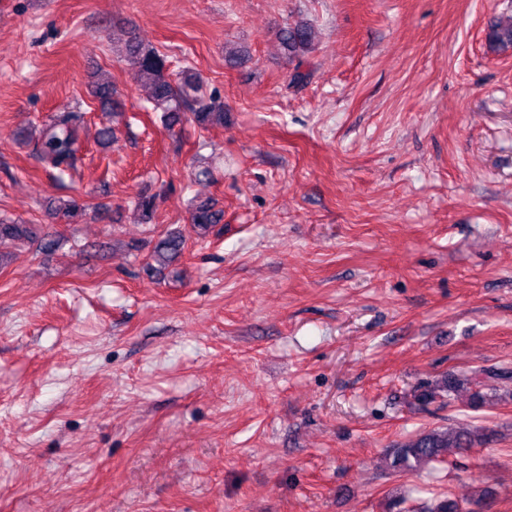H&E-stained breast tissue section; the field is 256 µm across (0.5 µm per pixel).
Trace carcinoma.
Wrapping results in <instances>:
<instances>
[{"label": "carcinoma", "mask_w": 512, "mask_h": 512, "mask_svg": "<svg viewBox=\"0 0 512 512\" xmlns=\"http://www.w3.org/2000/svg\"><path fill=\"white\" fill-rule=\"evenodd\" d=\"M317 31L311 24L285 25L278 31L280 46L288 59L296 62L294 80L304 81L308 74L300 71L307 62L308 55L315 48ZM123 43L122 57L135 66L150 87V102L153 110L162 112L161 120L172 130L182 124L185 117L201 129L224 126V102L214 95H202L201 80L193 69L188 68L177 75L169 73L167 57L156 47L144 43L128 31L117 34ZM487 41L493 46H512V22L501 25L494 22L487 33ZM92 97L99 102L103 112H119L122 104L115 98V90L110 82H94ZM86 112L81 104L64 105L49 115L42 125L40 134L32 148L34 155L44 168L53 169L62 175L77 169L82 160L81 145L76 135L78 127L85 123ZM157 196H142L135 203L144 223H149L156 210ZM84 210V203L74 197L58 198L48 208L49 214L58 219H70ZM224 212L216 208V202L205 200L193 205L191 224L203 233L213 224H218ZM36 241L42 249H50L54 239L38 233L33 224H22L0 218V241ZM186 240L181 234H171L164 239L155 251V260L166 265L177 259L185 249ZM507 380L512 371L497 370L473 371L469 375L448 373L431 383L417 387L413 393V403L427 406L452 399L461 387L471 391L469 407L476 409L490 405L496 400V387L485 383V379ZM494 441V433L470 424H462L450 431L431 429L420 433L388 449L385 458L389 468L396 472H417L426 464L448 459V449L461 455L473 448L488 445ZM429 512H464L462 502L451 496L436 501Z\"/></svg>", "instance_id": "carcinoma-1"}]
</instances>
